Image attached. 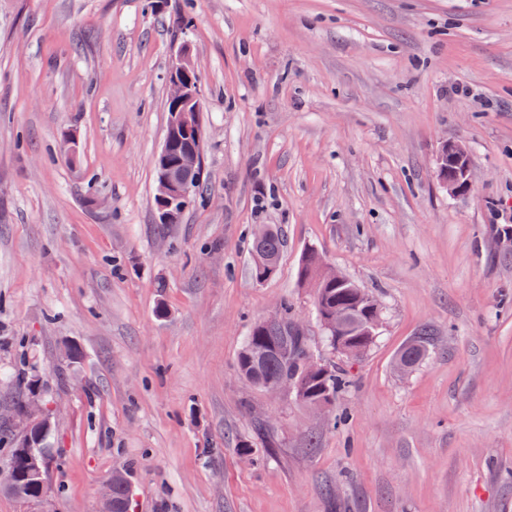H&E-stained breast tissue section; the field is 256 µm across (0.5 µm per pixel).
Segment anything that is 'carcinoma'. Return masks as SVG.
<instances>
[{"label": "carcinoma", "instance_id": "obj_1", "mask_svg": "<svg viewBox=\"0 0 512 512\" xmlns=\"http://www.w3.org/2000/svg\"><path fill=\"white\" fill-rule=\"evenodd\" d=\"M283 239L277 228L267 227V234L261 240H252L251 273L256 281L274 276L278 271ZM320 254L312 250L302 259L298 267V278L302 282L315 281L314 308L320 320L346 317L340 331L326 330L333 349L348 358H357L366 353L377 340L374 325L380 322V308L369 300L354 282L348 280L336 283L322 276L319 271ZM430 347V333L423 332L400 352L411 366L418 365L427 355ZM310 359L307 337L295 326L294 315L288 304H283L278 323L265 326L256 324L241 348L238 356V370L243 378H253L258 383L291 381L304 382V392L299 400L304 405L323 404L333 407L336 398L347 387L350 380L343 370L332 365H323L314 372H307ZM27 468L25 458L18 448L10 452L7 463L0 473L8 479V490L24 502L38 501L46 493V484L33 485L23 479ZM129 486L125 475L113 481L112 512H127Z\"/></svg>", "mask_w": 512, "mask_h": 512}]
</instances>
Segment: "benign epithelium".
Segmentation results:
<instances>
[{
    "label": "benign epithelium",
    "mask_w": 512,
    "mask_h": 512,
    "mask_svg": "<svg viewBox=\"0 0 512 512\" xmlns=\"http://www.w3.org/2000/svg\"><path fill=\"white\" fill-rule=\"evenodd\" d=\"M192 66L188 48L180 46L174 53L168 69V98L171 103L169 129L173 133L185 132L194 126L196 113L201 111V90L199 84L183 79ZM203 135L195 132L194 140L187 145L177 165L170 164L165 149L156 156V193L164 201L167 210L161 215L162 223H177L178 201L190 191L195 182L202 161ZM470 158L466 149L457 143H447L437 160V175L453 196L466 194L469 189ZM18 424L22 432L19 446L25 449L29 468L27 476L35 483L43 481L44 461L36 451L35 441L54 425V412L45 403L40 391L30 395Z\"/></svg>",
    "instance_id": "1"
}]
</instances>
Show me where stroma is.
<instances>
[{
  "mask_svg": "<svg viewBox=\"0 0 512 512\" xmlns=\"http://www.w3.org/2000/svg\"><path fill=\"white\" fill-rule=\"evenodd\" d=\"M184 43L201 195L161 224ZM451 142L462 197L435 176ZM259 224L285 239L263 282ZM496 224L512 225V0H0V410L36 376L56 415L46 495L0 492V512H101L122 470L130 512H512ZM312 249L383 306L358 359L329 347L298 279ZM285 302L350 379L321 416L238 372ZM424 328L428 356L398 374ZM192 66L188 48L180 46L174 53L168 69V98L171 103L169 112V129L172 133L186 132L194 126L196 113L198 124L201 112V90L198 83L191 84L183 79ZM167 98V112L169 110ZM446 161L453 169V175H448V177L446 176V165L443 164ZM469 168L470 158L462 145L447 143L443 146L442 153L437 160V175L451 195L460 196L469 191Z\"/></svg>",
  "mask_w": 512,
  "mask_h": 512,
  "instance_id": "1",
  "label": "stroma"
}]
</instances>
